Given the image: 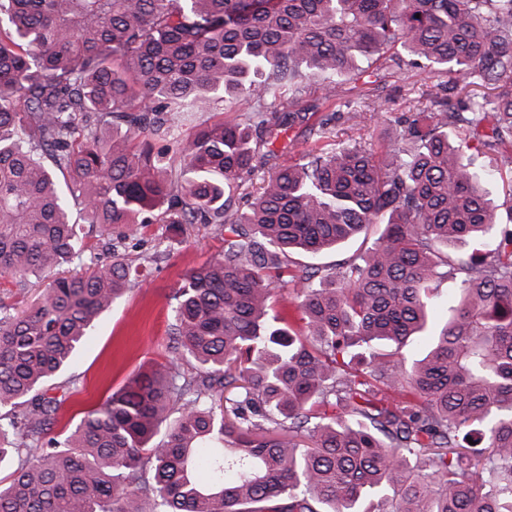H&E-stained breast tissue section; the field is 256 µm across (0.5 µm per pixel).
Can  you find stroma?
<instances>
[{
  "label": "stroma",
  "instance_id": "35a3bbf8",
  "mask_svg": "<svg viewBox=\"0 0 512 512\" xmlns=\"http://www.w3.org/2000/svg\"><path fill=\"white\" fill-rule=\"evenodd\" d=\"M445 74L431 76L413 69L389 72L380 87L347 83L341 87V107L318 112L339 143L357 135L371 137L382 147L388 132L398 128L413 105H428L436 84L448 83ZM387 100L385 110L372 107L375 97ZM224 237L214 227L200 225L178 235L164 224L148 225L128 237L118 251L136 265L154 257L153 272L132 284L126 294L100 317L72 361L58 377L57 396L63 404L58 429L73 426L90 409L142 367L168 355V327L172 321L171 296L191 270L218 257Z\"/></svg>",
  "mask_w": 512,
  "mask_h": 512
}]
</instances>
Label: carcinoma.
<instances>
[{
    "label": "carcinoma",
    "mask_w": 512,
    "mask_h": 512,
    "mask_svg": "<svg viewBox=\"0 0 512 512\" xmlns=\"http://www.w3.org/2000/svg\"><path fill=\"white\" fill-rule=\"evenodd\" d=\"M377 62L494 95H435L379 152L322 122L289 137ZM219 101L244 108L166 162L155 141ZM285 137L295 158L235 210ZM472 148L512 173V0H0V275L48 288L0 299V512H512V208ZM158 222L212 224L224 253L174 290L164 368L54 435L48 383L140 276L115 253L59 271L80 224ZM288 156H262L259 155L257 169L251 176H246L231 194L234 209H245L252 198L260 191V186L264 178L271 175L276 169L287 160ZM383 228V225L375 224L372 225L370 231L368 233L367 239L364 240V234L360 237L345 243L344 245L337 248L335 251H331L325 254L318 263L321 266H332L339 261H342L355 252L359 251L361 248L365 246L371 245L373 240L378 237L380 230ZM46 286V281H39L31 290L19 291L9 277L0 278V298L9 304H13L17 310L29 307L34 296L40 294Z\"/></svg>",
    "instance_id": "carcinoma-1"
}]
</instances>
